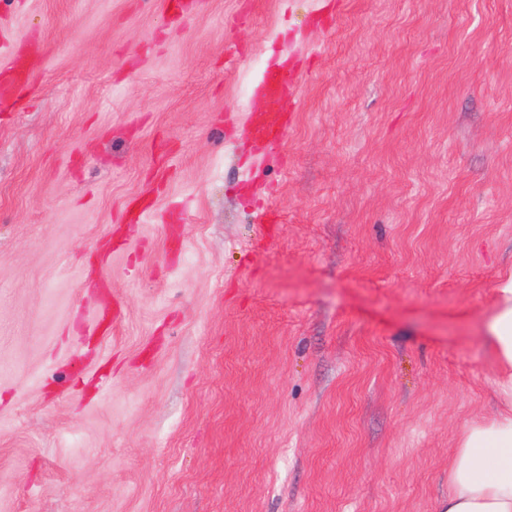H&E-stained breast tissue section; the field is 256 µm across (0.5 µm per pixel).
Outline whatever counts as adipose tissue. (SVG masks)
Returning a JSON list of instances; mask_svg holds the SVG:
<instances>
[{
	"mask_svg": "<svg viewBox=\"0 0 512 512\" xmlns=\"http://www.w3.org/2000/svg\"><path fill=\"white\" fill-rule=\"evenodd\" d=\"M487 337L496 356L499 408L462 434L441 512H512V278L496 288Z\"/></svg>",
	"mask_w": 512,
	"mask_h": 512,
	"instance_id": "obj_1",
	"label": "adipose tissue"
}]
</instances>
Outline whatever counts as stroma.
<instances>
[{
  "label": "stroma",
  "mask_w": 512,
  "mask_h": 512,
  "mask_svg": "<svg viewBox=\"0 0 512 512\" xmlns=\"http://www.w3.org/2000/svg\"><path fill=\"white\" fill-rule=\"evenodd\" d=\"M177 2L0 0L45 53L0 110V512H440L496 408L512 0ZM281 83L282 76L279 73L274 71L265 73L263 85L269 99V109L264 113L255 129L259 136L275 142L283 139L287 123L286 118L277 108Z\"/></svg>",
  "instance_id": "obj_1"
}]
</instances>
